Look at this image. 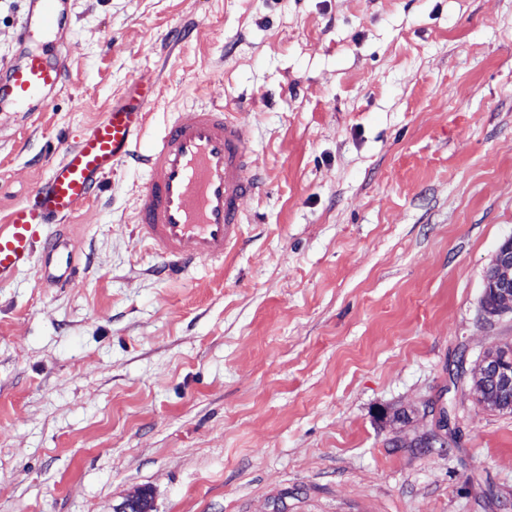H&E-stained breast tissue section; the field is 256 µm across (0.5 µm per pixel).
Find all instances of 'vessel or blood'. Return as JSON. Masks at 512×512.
I'll return each mask as SVG.
<instances>
[{"label":"vessel or blood","instance_id":"vessel-or-blood-1","mask_svg":"<svg viewBox=\"0 0 512 512\" xmlns=\"http://www.w3.org/2000/svg\"><path fill=\"white\" fill-rule=\"evenodd\" d=\"M70 0H25L14 57L0 65V112H41L65 82L75 52L67 34ZM156 95L153 79L137 77L121 101L93 123L78 143L0 225V284L21 269L51 288H69L80 269L56 228L101 192L115 166L144 164L137 231L180 277L200 264L223 263L242 233L241 201L262 184L246 149L245 123L214 102L187 120L174 119L148 148L141 133Z\"/></svg>","mask_w":512,"mask_h":512}]
</instances>
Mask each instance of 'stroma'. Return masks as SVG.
I'll return each instance as SVG.
<instances>
[{
    "label": "stroma",
    "instance_id": "35a3bbf8",
    "mask_svg": "<svg viewBox=\"0 0 512 512\" xmlns=\"http://www.w3.org/2000/svg\"><path fill=\"white\" fill-rule=\"evenodd\" d=\"M69 80L0 113V222L140 73L142 144L214 75L263 180L223 266L166 279L141 166L66 231L82 279L0 284V512H512V414L458 356L512 344V0H73ZM457 439L423 442L430 402ZM492 294L491 303L487 294ZM487 318L512 314V236L505 238L495 250L485 272L480 298Z\"/></svg>",
    "mask_w": 512,
    "mask_h": 512
}]
</instances>
